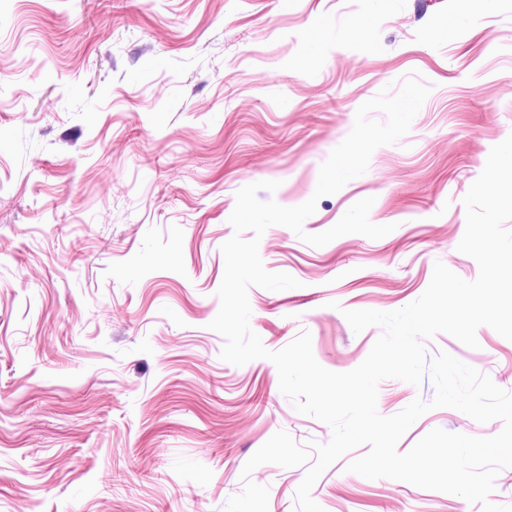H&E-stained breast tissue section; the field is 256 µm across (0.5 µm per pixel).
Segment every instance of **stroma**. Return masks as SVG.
<instances>
[{
  "label": "stroma",
  "instance_id": "stroma-1",
  "mask_svg": "<svg viewBox=\"0 0 512 512\" xmlns=\"http://www.w3.org/2000/svg\"><path fill=\"white\" fill-rule=\"evenodd\" d=\"M414 70L432 90L409 133L304 224L325 231L371 197L393 232L313 247L274 225L260 240L265 268L300 285L250 287L252 330L272 351L309 332L333 372L381 333L344 311L404 307L438 261L478 276L457 249L461 200L512 134V0H0V512H223L277 431L329 441L271 361L221 360L220 247L239 189L275 180L259 199L308 200L358 107ZM476 336L425 346L512 391V340ZM433 394L386 379L377 408ZM434 428L502 423L434 409L399 451ZM347 464L312 489L324 512H481ZM304 475L264 464L251 479L268 512H295Z\"/></svg>",
  "mask_w": 512,
  "mask_h": 512
}]
</instances>
